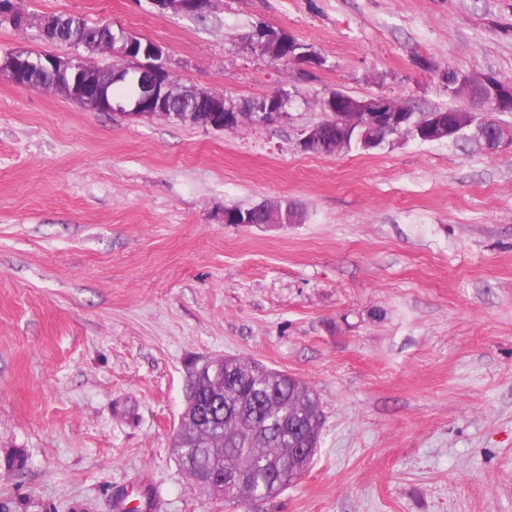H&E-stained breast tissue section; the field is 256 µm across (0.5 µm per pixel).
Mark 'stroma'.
Instances as JSON below:
<instances>
[{"label":"stroma","mask_w":512,"mask_h":512,"mask_svg":"<svg viewBox=\"0 0 512 512\" xmlns=\"http://www.w3.org/2000/svg\"><path fill=\"white\" fill-rule=\"evenodd\" d=\"M160 45L180 83L290 92L271 126L94 112L0 76V512H512V147L406 138L311 155L340 90L459 106L447 69L512 83V0H20ZM308 45L300 69L256 25ZM111 55L0 25V50ZM291 202L301 221L225 223ZM236 356L316 391L320 445L245 507L173 448L192 371ZM213 2V0H151V4L159 15L172 12V14L184 16H199L197 19L201 21H205L209 16L208 12L211 11ZM326 134L320 123L304 128L300 134V148L306 153L322 150L329 143Z\"/></svg>","instance_id":"1"}]
</instances>
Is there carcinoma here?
<instances>
[{"label": "carcinoma", "instance_id": "cac0c4a2", "mask_svg": "<svg viewBox=\"0 0 512 512\" xmlns=\"http://www.w3.org/2000/svg\"><path fill=\"white\" fill-rule=\"evenodd\" d=\"M84 38L93 52L110 47L109 29L99 24L88 26ZM224 374L234 376L237 383L214 380L195 390L200 403L224 392V417L203 423L185 419L173 448L193 488L205 492L212 474L243 467L246 484L226 497L241 507L274 499L310 467L313 455L290 452L305 444L318 445L319 398L302 379L253 360L230 358Z\"/></svg>", "mask_w": 512, "mask_h": 512}]
</instances>
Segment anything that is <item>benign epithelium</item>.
Wrapping results in <instances>:
<instances>
[{
  "label": "benign epithelium",
  "instance_id": "obj_1",
  "mask_svg": "<svg viewBox=\"0 0 512 512\" xmlns=\"http://www.w3.org/2000/svg\"><path fill=\"white\" fill-rule=\"evenodd\" d=\"M157 13L164 15L172 12L178 15L197 17L211 11L213 0H151ZM0 20L10 24H31L30 18L9 6L0 4ZM112 47V82H119L130 73L137 74L139 95L134 102L127 100L114 101L104 105L97 97L84 96L76 91V85L88 72L85 58L76 55L60 57L52 54L32 55L30 51L17 47L0 52V74L7 77L16 87L25 88L20 83L22 70L26 65L36 63L58 72L60 81L55 90L95 112H113L125 117L136 119H152L159 115L182 121L183 112H163L152 110L155 99H174L177 97H198L211 99L216 108L208 116L198 120L202 128L215 131H229L248 125H268L278 122L287 116L286 96L275 98L269 102L264 112H242L238 104L224 96L221 91L198 89L196 87L177 86L171 81V71L164 59L162 48L153 41L129 32L123 28L111 30ZM272 36L264 28L253 33V44L264 49L270 58L277 56L275 45L271 44ZM287 61L290 63L317 64V57L304 45L296 42L288 45ZM449 93L463 98L468 105L453 111L439 112H408L387 97H371L366 99H342L334 92L327 100L336 104V112L332 113L331 121L335 123V143H329L321 124H313L304 128L299 139L300 148L304 152H315L331 145L336 152L347 149L355 143L364 150L380 147V132L387 131L395 139L403 136L417 139L423 143L446 140L454 143L466 137V131L476 128L485 148L496 151L500 147L512 143L494 133L486 125L477 120L476 111L494 108L500 112L512 110V84H500L490 75H456L446 74ZM242 472L224 474L208 481V487L229 490L244 482Z\"/></svg>",
  "mask_w": 512,
  "mask_h": 512
}]
</instances>
